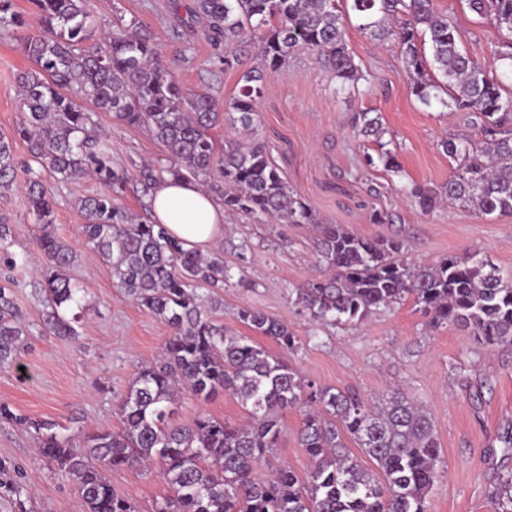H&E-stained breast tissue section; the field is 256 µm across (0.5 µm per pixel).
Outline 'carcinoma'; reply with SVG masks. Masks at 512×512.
I'll use <instances>...</instances> for the list:
<instances>
[{"instance_id": "cac0c4a2", "label": "carcinoma", "mask_w": 512, "mask_h": 512, "mask_svg": "<svg viewBox=\"0 0 512 512\" xmlns=\"http://www.w3.org/2000/svg\"><path fill=\"white\" fill-rule=\"evenodd\" d=\"M365 20L362 30L394 40L423 104L452 89V106L465 113L482 137L478 145L443 138L439 147L455 162L448 182L413 183L407 198L424 212L446 201L482 216L512 215V97L500 79L459 46L460 34L433 0H349ZM468 8L512 36V0H466ZM39 33L25 38L31 62L18 79L23 119L15 135L29 143L39 170L28 169L27 197L41 235L37 247L47 270L44 324L58 336L78 337L75 324L83 289L69 269L76 255L51 228L55 201L42 179L57 182L93 175L104 187L81 200L86 243L112 269L113 287L164 322L170 330L161 359L138 368L118 399L121 427L71 431L60 424L15 413L0 401V423L34 434L41 456L71 480L87 512H137L116 493L114 468L149 472L156 466L170 494L154 512H427V496L439 477L440 452L433 423L412 397L390 391L375 399L322 387L273 355L251 336L213 318L217 292L231 280L219 253L187 249L162 224L129 212L120 202L126 173L112 165V142L96 131L88 104L122 123L145 129L168 154V167L140 171L142 196L164 175L197 179L220 196L224 211L253 224L271 220L313 224L319 233L316 262L322 273L294 289V302L331 327L360 323L369 315L411 300L426 326L471 330L480 346L512 347V274L476 253L450 254L435 262L408 258L400 238L370 237L328 224L302 198L252 137L255 102L265 91L259 69H280L298 51H312L340 88L356 92L374 76L361 69L350 47L339 0H193L191 12L208 23L206 33L224 45V67L239 64L237 50L257 47L260 68L246 71L229 103L244 139L219 147L210 135L221 117L216 98L186 87L159 60L157 43L128 26L97 43L85 0H31ZM428 37L431 57L419 40ZM354 136L378 143L364 164L400 168L381 142V117H354ZM16 158L0 137V188L14 182ZM13 231L0 223V259L14 266ZM207 290V294L199 290ZM234 319L286 350L293 332L278 318L249 305ZM26 326L14 291L0 285V367L16 362L26 346ZM210 401L228 393L249 413L235 426L211 416L190 425L174 419L178 389ZM304 406L298 440L310 458L305 475L281 465L263 478L259 469L278 446L281 414ZM358 448L375 469L364 467ZM494 512H512V471L488 493ZM22 467L0 459V499L28 512Z\"/></svg>"}]
</instances>
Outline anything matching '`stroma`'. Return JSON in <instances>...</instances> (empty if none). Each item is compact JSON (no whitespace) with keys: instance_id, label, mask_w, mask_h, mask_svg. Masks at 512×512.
<instances>
[{"instance_id":"35a3bbf8","label":"stroma","mask_w":512,"mask_h":512,"mask_svg":"<svg viewBox=\"0 0 512 512\" xmlns=\"http://www.w3.org/2000/svg\"><path fill=\"white\" fill-rule=\"evenodd\" d=\"M192 2L88 0V8L97 31L105 35L137 23L158 43L162 63L186 86L228 104L244 70L257 61L246 55L239 65L225 67L223 48L206 38V22L191 13ZM434 7L462 33L466 52L501 78L503 96H512V69L497 54L503 34L472 13L465 0H434ZM12 9L27 25L0 27V136L11 138L19 167L11 189L0 192V217L13 228V253L27 260L13 289L28 336L17 365L0 368V401L18 413L65 427L116 430L121 426L120 395L137 366L160 356L169 331L113 288L109 265L87 246L79 202L100 189L89 177L52 185L54 229L75 250L69 274L85 290L80 335L57 336L43 324L44 306L37 291L44 278L36 246L40 229L26 195V168L32 158L27 142L14 135L22 117L16 77L29 65L19 39L35 33L37 22L30 0H13ZM345 21L357 62L375 77L372 88L348 96L315 54L297 52L266 76V91L257 105V140L323 221L366 236L401 237L409 246V257L417 262L477 252L512 273V215L485 218L459 206L424 213L400 191L411 182H447L452 163L438 145L442 136L476 143L479 135L454 107L439 102L427 107L411 95L395 42H380L361 32L354 13H347ZM365 109L380 112L383 139L395 150L400 172L364 165V154L374 152L376 145L354 139L352 118ZM96 120L112 141L113 164L128 174L121 202L127 210L140 212L142 165L165 167L169 158L145 130L120 123L107 112L98 113ZM374 211L392 214L394 223H370ZM224 224L219 249L229 265H241L242 280L221 290L222 306L214 314L218 323L241 331L232 317L234 309L257 307L288 325L299 342L297 349L285 350L270 341L267 349L307 379L325 387L353 388L369 397L404 389L431 417L440 450V476L428 496V512H492L488 491L499 472L512 469V454L495 440L504 427L512 426V347L480 348L469 330L428 328L409 301L353 327L324 326L301 311L292 295L293 288L314 272L311 227L245 224L232 215L225 216ZM243 242L249 250L241 263L234 251ZM203 413L230 423L247 421L246 411L233 396L204 403L183 394L179 422H193ZM302 418L296 409L283 413L284 435L276 454L277 460L301 474L310 468L296 436ZM0 458L24 465L31 493L28 512H87L73 483L39 456L26 430L0 424ZM109 478L138 512H154L168 493L153 473L116 468Z\"/></svg>"}]
</instances>
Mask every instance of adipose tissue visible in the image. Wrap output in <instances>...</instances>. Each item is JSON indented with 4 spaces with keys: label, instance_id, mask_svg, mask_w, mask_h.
Segmentation results:
<instances>
[{
    "label": "adipose tissue",
    "instance_id": "adipose-tissue-1",
    "mask_svg": "<svg viewBox=\"0 0 512 512\" xmlns=\"http://www.w3.org/2000/svg\"><path fill=\"white\" fill-rule=\"evenodd\" d=\"M154 221L186 247L203 251L224 237V205L196 182L165 178L149 200Z\"/></svg>",
    "mask_w": 512,
    "mask_h": 512
}]
</instances>
